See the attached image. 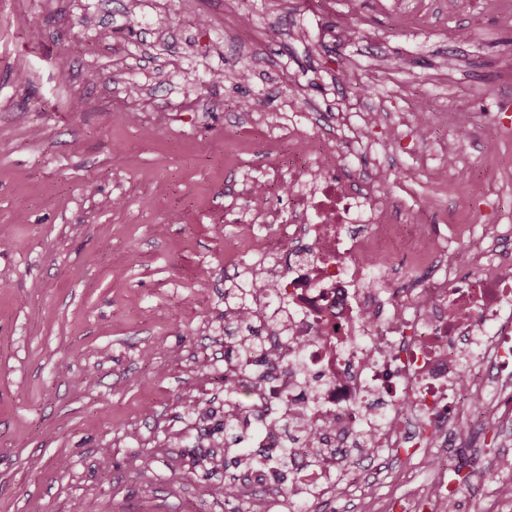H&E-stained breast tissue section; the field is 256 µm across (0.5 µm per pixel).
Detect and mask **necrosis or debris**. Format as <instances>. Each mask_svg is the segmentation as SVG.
I'll list each match as a JSON object with an SVG mask.
<instances>
[{
    "instance_id": "4bbe7bcc",
    "label": "necrosis or debris",
    "mask_w": 512,
    "mask_h": 512,
    "mask_svg": "<svg viewBox=\"0 0 512 512\" xmlns=\"http://www.w3.org/2000/svg\"><path fill=\"white\" fill-rule=\"evenodd\" d=\"M247 130L268 155L286 144L294 159L279 177L287 216L252 193L227 246L247 267L238 307L261 336L224 372L229 384L250 376L268 452L243 465V487L330 500L383 451L455 447L488 393L512 397V260L478 256L474 275L460 278L452 243L483 237L486 225L404 223L383 190L386 170L353 183L330 172L337 139L311 133L301 113L272 132ZM276 248L293 252L287 269L269 265ZM395 258L435 274L397 294L384 276ZM283 447L296 468L271 464Z\"/></svg>"
}]
</instances>
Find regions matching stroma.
Returning a JSON list of instances; mask_svg holds the SVG:
<instances>
[{
	"mask_svg": "<svg viewBox=\"0 0 512 512\" xmlns=\"http://www.w3.org/2000/svg\"><path fill=\"white\" fill-rule=\"evenodd\" d=\"M129 2L0 0V512H434L417 455L329 503L214 495L241 480L224 246L267 164L256 146L225 167L224 149L237 100L285 113L295 93L326 125L358 91L389 122L337 175L388 167L407 217L447 223L480 199L512 100V0ZM461 107L466 124L403 144L402 113ZM448 139L463 161L443 180L419 156ZM497 443L486 427L460 512H512L484 469Z\"/></svg>",
	"mask_w": 512,
	"mask_h": 512,
	"instance_id": "35a3bbf8",
	"label": "stroma"
}]
</instances>
